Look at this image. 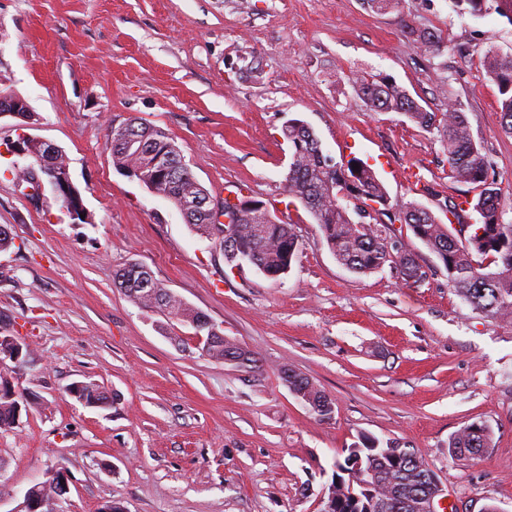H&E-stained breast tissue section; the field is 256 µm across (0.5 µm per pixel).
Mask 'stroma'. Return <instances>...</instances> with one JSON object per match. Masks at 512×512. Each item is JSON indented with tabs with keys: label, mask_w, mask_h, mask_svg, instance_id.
Here are the masks:
<instances>
[{
	"label": "stroma",
	"mask_w": 512,
	"mask_h": 512,
	"mask_svg": "<svg viewBox=\"0 0 512 512\" xmlns=\"http://www.w3.org/2000/svg\"><path fill=\"white\" fill-rule=\"evenodd\" d=\"M441 34L438 52L416 33ZM512 53V23L459 12L452 0H0V91L25 98L27 126L0 119V328L24 343L0 375L28 395L0 431V512L65 471L57 512H319L335 460L362 436L422 454L456 512H512V319L464 302L438 258L406 225L423 276L390 266L357 274L338 263L284 180L282 129L303 120L333 158L357 157L391 203L445 217L462 184L448 177L437 132L369 111L352 79L388 77L430 111L464 109L492 163L512 221V136L483 55ZM170 134L213 202L243 194L291 219L299 252L272 280L230 268L168 201L121 174L106 146L127 118ZM26 132L59 146L89 223L76 224L51 188L31 202L5 153ZM132 263L208 315L252 357L209 358L193 328L140 308L112 274ZM290 368L331 397L320 420L282 378ZM75 382L110 398L88 407ZM489 427L480 456L448 443ZM491 441V430L477 423L462 427L457 431L448 443L451 455L460 458H475L485 448H489Z\"/></svg>",
	"instance_id": "obj_1"
}]
</instances>
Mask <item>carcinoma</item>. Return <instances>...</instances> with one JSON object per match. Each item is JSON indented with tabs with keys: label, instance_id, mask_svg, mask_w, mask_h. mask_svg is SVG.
Masks as SVG:
<instances>
[{
	"label": "carcinoma",
	"instance_id": "obj_1",
	"mask_svg": "<svg viewBox=\"0 0 512 512\" xmlns=\"http://www.w3.org/2000/svg\"><path fill=\"white\" fill-rule=\"evenodd\" d=\"M454 2L463 13L482 17L494 12L512 24V0ZM484 66L498 89L501 128L512 136V54L489 48L484 52ZM353 83L370 110L398 112L419 128L440 133L448 157V177L469 186L464 201L450 202L448 213L459 219V211L465 205L480 213L478 227L482 234L469 231L464 239L456 237L432 211L414 203L398 206L394 219L407 225L413 236L436 255L448 273V282L463 299L491 316L511 319L512 224L502 220L500 189L490 177L489 157L481 141L475 139L465 112L454 103L448 104L443 112H430L395 82L378 80L370 74L354 77ZM120 127L124 135L107 143L116 169L152 187L180 211H184L189 197L209 198L164 129L132 117ZM283 135L291 148L285 192L312 214L336 261L359 274L389 263L404 280H419L422 273L412 251L402 241L393 246V240L376 228L378 216L388 214L392 206L375 171L364 163L356 180L349 184L345 174L358 158L337 162L324 154L320 139L298 118L288 120ZM346 196L354 200V207L344 205ZM252 203L254 200L244 196L237 204L224 201L225 213L236 215L231 224L212 223L203 208L185 211V218L198 235L219 243L229 266H238L246 259L266 277L277 279L291 267L299 251V240L292 224L278 220L265 208H249ZM113 283L142 308L163 312L190 325L209 321L204 312L171 293L143 265L134 263L116 271ZM207 355L216 361L240 357L245 365L253 362L248 353L226 338L217 339ZM284 379L288 387L303 393L319 419H332V399L324 391L291 369L284 371ZM7 385L0 378V429L4 430L17 423V399ZM76 400L97 406L109 403L100 387L91 382L82 388ZM490 441L491 430L472 423L453 435L448 448L451 455L469 459L480 455ZM358 455L372 457L373 474L369 479L376 497L388 501L385 512H416L417 503L437 489L435 473L422 455L396 442L381 446L367 436L362 437L361 446L336 460L338 475L351 471L350 462Z\"/></svg>",
	"mask_w": 512,
	"mask_h": 512
}]
</instances>
